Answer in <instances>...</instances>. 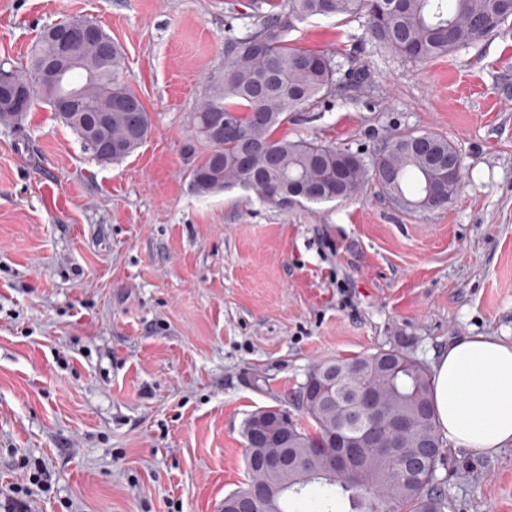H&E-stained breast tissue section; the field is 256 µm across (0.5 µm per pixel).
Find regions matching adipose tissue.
<instances>
[{"label": "adipose tissue", "instance_id": "adipose-tissue-1", "mask_svg": "<svg viewBox=\"0 0 512 512\" xmlns=\"http://www.w3.org/2000/svg\"><path fill=\"white\" fill-rule=\"evenodd\" d=\"M437 425L455 447L493 455L512 445V343L469 336L433 367Z\"/></svg>", "mask_w": 512, "mask_h": 512}]
</instances>
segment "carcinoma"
Instances as JSON below:
<instances>
[{"label": "carcinoma", "mask_w": 512, "mask_h": 512, "mask_svg": "<svg viewBox=\"0 0 512 512\" xmlns=\"http://www.w3.org/2000/svg\"><path fill=\"white\" fill-rule=\"evenodd\" d=\"M252 27L242 37L227 40L224 75L211 85L197 112L191 116L192 138L206 151L194 162L190 175L195 190L211 195L234 188L252 193L263 203L279 199L289 205L288 193L276 194L284 178L300 177L310 192L309 202L332 201L336 191L349 199L375 180L386 195L405 200L407 210L434 211L456 195L461 184L441 191L439 199L424 187L439 175L430 155L412 145L414 133L392 136L367 155L314 139L276 135L291 112H301L332 94L338 85L337 69L329 51L305 49L288 39L296 24L312 17H356L367 20L371 38L391 51L416 62L445 56L498 29L512 18V0H249ZM100 36L77 48L92 75L82 100L93 116L107 119L106 140L112 145L107 159L95 144L83 113L60 122L79 137L85 149L101 163L130 156L152 128L149 112L130 85L121 48L99 29ZM259 39L263 57L244 52L240 45ZM112 43V65L103 63L104 43ZM57 38L43 31L26 65L8 70L12 83L29 100L20 110L0 107V123L15 124L38 104H52L55 86L42 76L45 63L56 57ZM226 124L223 138L212 141L208 127L213 114ZM398 171L389 183L377 166ZM339 370L336 393L320 392L308 400L297 395L310 427L296 422L288 434L298 465L310 451L311 467L300 471H272L246 463L247 484L266 490L261 512H445L449 503L438 478L419 473H395V459L371 455L364 476L328 468L327 448L336 434L356 436L373 428L375 438L391 442L397 456L428 452L434 468L444 465V441L436 423L431 372L416 357L391 348L365 356L327 361L320 372Z\"/></svg>", "instance_id": "obj_1"}]
</instances>
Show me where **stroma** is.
I'll return each instance as SVG.
<instances>
[{"label": "stroma", "mask_w": 512, "mask_h": 512, "mask_svg": "<svg viewBox=\"0 0 512 512\" xmlns=\"http://www.w3.org/2000/svg\"><path fill=\"white\" fill-rule=\"evenodd\" d=\"M242 0H0V64L84 16L124 50L153 116L126 159L94 160L42 105L0 125V501L53 475L32 512H216L245 480L243 425L276 406L298 422L313 365L399 348L434 365L465 336L512 341V19L417 63L364 19L299 23L344 84L278 133L373 152L438 134L462 186L406 212L369 184L287 208L235 189L199 195L189 120L224 72ZM449 512H512V446L446 445Z\"/></svg>", "instance_id": "35a3bbf8"}]
</instances>
